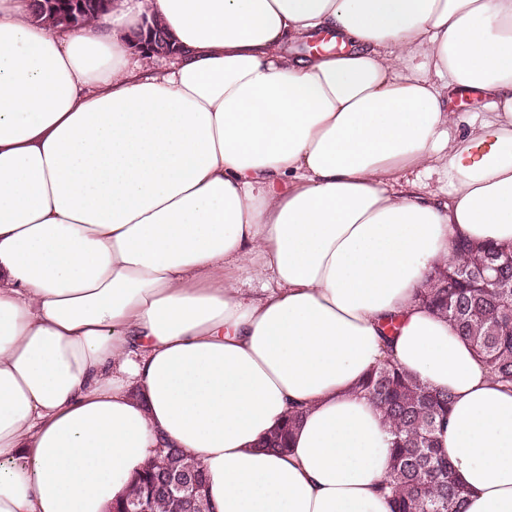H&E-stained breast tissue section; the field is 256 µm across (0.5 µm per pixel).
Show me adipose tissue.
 I'll return each mask as SVG.
<instances>
[{
	"mask_svg": "<svg viewBox=\"0 0 512 512\" xmlns=\"http://www.w3.org/2000/svg\"><path fill=\"white\" fill-rule=\"evenodd\" d=\"M459 242L512 247V0H0V512H110L167 446L216 512H390L387 358L512 512V389L416 298ZM47 1V2H46ZM44 1L46 10L54 12L57 22L64 26H74L81 22L82 17V1L67 0V2H58L57 0ZM85 1V17L81 24L97 17L107 11L108 6L102 0H84ZM154 26L157 30L164 31V28L156 23ZM152 26H148L147 32L144 35H141L137 40V44L135 45L142 52H147L149 54H156L157 56L170 57L176 54L175 45L171 44V39L164 33L158 35L155 32V29ZM297 422V416H289L278 428L277 432L263 442V447L277 453L288 451V440ZM162 455L169 458V470L199 475L203 480L200 463L180 448H166Z\"/></svg>",
	"mask_w": 512,
	"mask_h": 512,
	"instance_id": "obj_1",
	"label": "adipose tissue"
}]
</instances>
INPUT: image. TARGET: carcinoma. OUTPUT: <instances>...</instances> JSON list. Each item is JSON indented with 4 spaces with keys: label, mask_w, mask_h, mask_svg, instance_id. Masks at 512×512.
I'll list each match as a JSON object with an SVG mask.
<instances>
[{
    "label": "carcinoma",
    "mask_w": 512,
    "mask_h": 512,
    "mask_svg": "<svg viewBox=\"0 0 512 512\" xmlns=\"http://www.w3.org/2000/svg\"><path fill=\"white\" fill-rule=\"evenodd\" d=\"M457 259L429 278L420 300L443 315L471 344L497 383L512 388V258L486 244L457 246ZM492 282H486V279ZM362 392L384 411L394 439L379 490L392 512H463L466 489L456 480L450 463L440 455L435 433L450 410V397L437 393L386 359L361 384ZM297 417L290 416L263 447L288 451ZM169 469L203 475L200 463L179 448H167ZM168 473L145 469L125 498L112 509L124 512L130 498L150 496L153 512H193V508L161 491Z\"/></svg>",
    "instance_id": "carcinoma-1"
}]
</instances>
